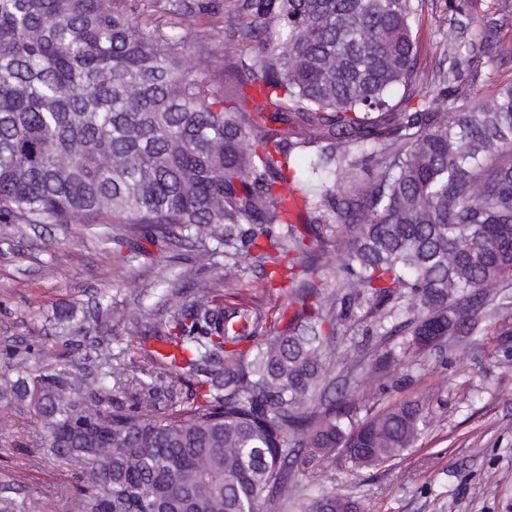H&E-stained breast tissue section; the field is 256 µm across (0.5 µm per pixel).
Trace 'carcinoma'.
<instances>
[{"instance_id": "1", "label": "carcinoma", "mask_w": 512, "mask_h": 512, "mask_svg": "<svg viewBox=\"0 0 512 512\" xmlns=\"http://www.w3.org/2000/svg\"><path fill=\"white\" fill-rule=\"evenodd\" d=\"M417 0H0V223L83 224L102 242L145 227L209 257L235 241L285 297L227 301L240 253L168 317L143 379L91 341L0 355V419L35 411L46 454L83 465L64 512H269L296 491L304 448L379 466L412 447L404 403L353 422L320 402L339 328L416 316L383 335L474 331L476 306L512 276V85L448 102V76L417 79ZM403 88L394 100L395 88ZM307 154L308 167L297 161ZM379 171L359 177L357 157ZM340 173L347 182H329ZM300 224L288 219V201ZM276 224L279 231L262 228ZM346 281L323 287L329 239ZM0 512H44L0 472ZM307 512H358L325 493Z\"/></svg>"}]
</instances>
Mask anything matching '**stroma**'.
<instances>
[{"label":"stroma","instance_id":"obj_1","mask_svg":"<svg viewBox=\"0 0 512 512\" xmlns=\"http://www.w3.org/2000/svg\"><path fill=\"white\" fill-rule=\"evenodd\" d=\"M452 32L465 46L454 61ZM413 36L422 80L444 72L449 88H470L481 99L512 83V0H420ZM223 260L153 240L148 230L111 247L79 224L0 223V352L24 350L35 336L47 364L83 337L101 336L153 372L141 347L164 321L160 295L179 272L192 271L183 282L191 289L215 276ZM261 283L258 264L241 257L233 286L266 309L273 298ZM103 297L110 313L99 322L95 305ZM356 343L362 363L351 372L335 367L332 393L347 391L360 419L414 403L420 434L403 455L375 467L343 449L329 460L302 449L294 465L298 492L285 512H303L323 493L354 501L360 512H512V277L478 311L472 335L420 349L406 335H380L360 317L341 329L338 346ZM386 356L393 367L383 373L377 364ZM0 465L22 473L48 512H60L77 482V467L42 454L38 420L28 410L0 425Z\"/></svg>","mask_w":512,"mask_h":512}]
</instances>
